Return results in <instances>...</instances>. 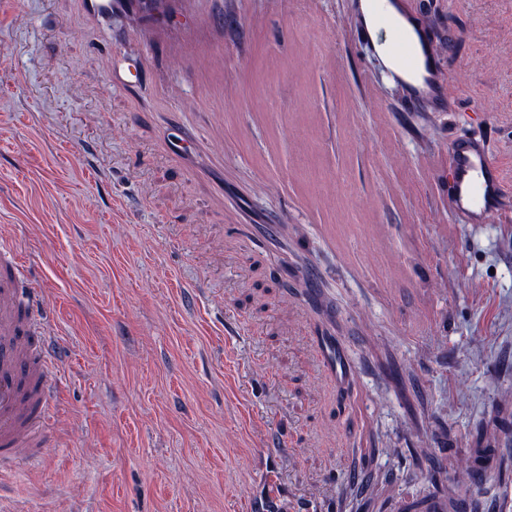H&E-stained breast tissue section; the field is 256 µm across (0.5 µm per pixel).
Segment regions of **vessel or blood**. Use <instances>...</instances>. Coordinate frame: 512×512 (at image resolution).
Wrapping results in <instances>:
<instances>
[{
	"label": "vessel or blood",
	"instance_id": "obj_1",
	"mask_svg": "<svg viewBox=\"0 0 512 512\" xmlns=\"http://www.w3.org/2000/svg\"><path fill=\"white\" fill-rule=\"evenodd\" d=\"M91 18L111 16L123 9L129 17L139 15L140 7H154V0H81ZM394 53L403 72L416 75L408 84L409 95L432 102L437 100L444 77L437 65V49L422 29L413 34L393 33ZM451 180L448 197L457 218L467 224H484L497 211L502 191L499 166L477 143L452 144ZM24 281L21 266L9 245L0 246V451L12 459L28 461L34 448L40 447L52 404V393L45 385L50 365L34 364L25 343L26 335H44L35 311L19 319L12 297ZM320 364L337 385L348 386L353 370L342 348L330 337H317Z\"/></svg>",
	"mask_w": 512,
	"mask_h": 512
}]
</instances>
